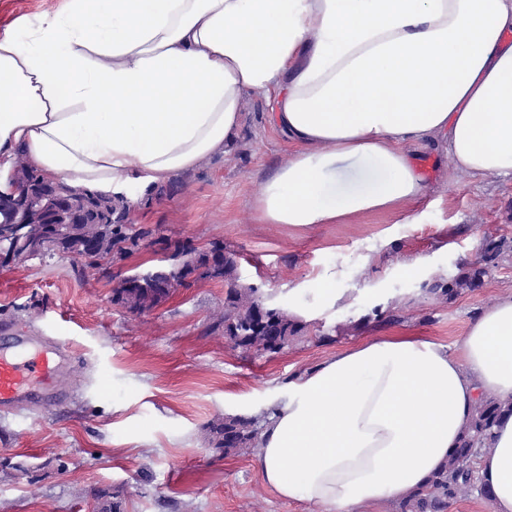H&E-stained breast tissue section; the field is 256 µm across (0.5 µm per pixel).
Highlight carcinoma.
<instances>
[{"instance_id": "carcinoma-1", "label": "carcinoma", "mask_w": 512, "mask_h": 512, "mask_svg": "<svg viewBox=\"0 0 512 512\" xmlns=\"http://www.w3.org/2000/svg\"><path fill=\"white\" fill-rule=\"evenodd\" d=\"M8 180L17 185L30 186L37 191L57 193L67 202L68 209L77 214L78 221L65 225V233L56 245V254L81 262L105 257L112 265L127 259L147 240L153 238L156 229L136 226L130 221L131 203L122 197L111 196L86 188L73 187L65 182L51 181L39 171L27 166L21 158L11 164ZM13 251L14 262L24 264L30 260L28 242L23 236L9 237L0 242V248ZM219 259L212 265L211 277L227 286L224 297V320L214 329H224L230 336L245 338L260 331H269L276 324H283L289 342L306 335L308 323L303 317L274 303L263 295L259 288L239 281L240 254L220 243L213 244ZM171 281L182 287L187 270L179 259L164 262ZM468 280L456 277L447 281L441 277L423 287V291L436 298L446 299L461 293ZM125 296L117 300L121 307L150 310L160 304V298L151 291V285L136 286L132 290L122 289ZM502 414L500 403L494 399L480 400L459 445L448 457V462L432 477L428 485L399 500L397 512H447L449 505L461 494L471 492L489 498L477 477L476 458L489 449L493 427ZM237 427L246 434L241 448L256 446L259 420L244 415H227L224 423L211 429L215 448L224 455L236 454L237 448L224 447L221 439L224 429ZM99 512H121V503L109 491L97 492Z\"/></svg>"}]
</instances>
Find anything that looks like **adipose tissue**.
<instances>
[{
  "instance_id": "ef3b65f1",
  "label": "adipose tissue",
  "mask_w": 512,
  "mask_h": 512,
  "mask_svg": "<svg viewBox=\"0 0 512 512\" xmlns=\"http://www.w3.org/2000/svg\"><path fill=\"white\" fill-rule=\"evenodd\" d=\"M293 146L253 200L306 230L401 213L409 151L512 180V0H65L0 30V160L109 194L226 153L246 99ZM512 402V292L455 349L410 336L338 349L259 412L262 483L319 512H376L448 460L479 398ZM512 512V413L476 463Z\"/></svg>"
}]
</instances>
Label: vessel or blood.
<instances>
[{"mask_svg": "<svg viewBox=\"0 0 512 512\" xmlns=\"http://www.w3.org/2000/svg\"><path fill=\"white\" fill-rule=\"evenodd\" d=\"M66 355V350L44 340L0 350V410H9L35 392L51 393L58 365Z\"/></svg>", "mask_w": 512, "mask_h": 512, "instance_id": "obj_1", "label": "vessel or blood"}]
</instances>
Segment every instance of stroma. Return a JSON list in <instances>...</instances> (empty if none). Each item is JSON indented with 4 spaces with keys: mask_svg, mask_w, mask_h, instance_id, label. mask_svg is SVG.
<instances>
[{
    "mask_svg": "<svg viewBox=\"0 0 512 512\" xmlns=\"http://www.w3.org/2000/svg\"><path fill=\"white\" fill-rule=\"evenodd\" d=\"M261 100L244 105V125L225 155L206 160L172 196L130 219L156 227L160 242L113 268L81 271L59 255L0 268V323L16 336L58 341L68 352L58 398L34 395L0 413V512H95V493L117 495L122 512H316L262 483L255 449L224 455L212 425L272 401L279 388L336 350L401 334L455 347L472 316L512 290V181L456 170L447 141L411 147L425 191L401 215H363L297 232L257 223L252 201L293 152ZM223 242L241 251V282L279 304L295 303L338 341L302 338L282 353L243 358L215 325L225 287L191 284L159 307L133 314L112 300L113 277L152 263L167 241ZM503 243L481 282L440 302L429 275L455 278ZM421 258L415 270L410 259ZM340 300L323 306L324 272Z\"/></svg>",
    "mask_w": 512,
    "mask_h": 512,
    "instance_id": "1",
    "label": "stroma"
}]
</instances>
